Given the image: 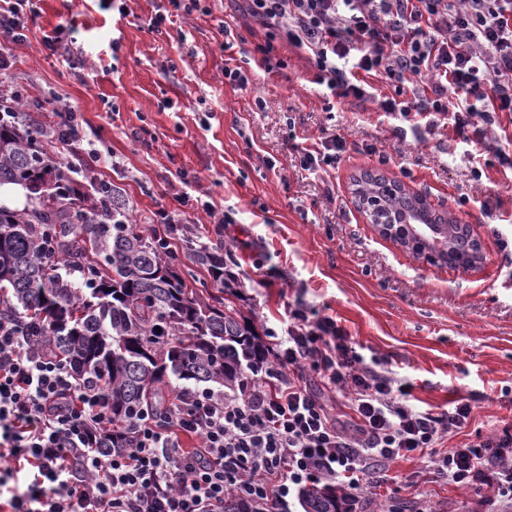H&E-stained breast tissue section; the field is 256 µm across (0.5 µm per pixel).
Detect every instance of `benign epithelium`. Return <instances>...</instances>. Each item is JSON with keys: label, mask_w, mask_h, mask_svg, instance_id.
<instances>
[{"label": "benign epithelium", "mask_w": 512, "mask_h": 512, "mask_svg": "<svg viewBox=\"0 0 512 512\" xmlns=\"http://www.w3.org/2000/svg\"><path fill=\"white\" fill-rule=\"evenodd\" d=\"M355 205L358 211L364 215L367 223L375 225L379 234L392 239L411 251L415 256L432 265L445 264L451 268L471 270L478 266L481 257L458 256L448 253L442 257L431 251L428 246L426 231L407 214L391 209L383 201L370 200L360 194L356 195ZM407 225L412 230L413 236L403 240L402 225Z\"/></svg>", "instance_id": "benign-epithelium-1"}]
</instances>
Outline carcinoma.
<instances>
[{
  "mask_svg": "<svg viewBox=\"0 0 512 512\" xmlns=\"http://www.w3.org/2000/svg\"><path fill=\"white\" fill-rule=\"evenodd\" d=\"M8 185L26 191L27 205L0 204V297L26 318L37 349L104 388L112 427L103 447H126L129 417L159 406L170 377L233 392L245 368L266 363L253 328L220 298L204 297L159 232L120 223L118 192L110 197L99 186L87 195L71 186L40 128L0 124V187ZM423 217L433 247L475 251L467 225L448 224L432 208ZM184 246L216 292L234 286L222 248ZM301 504L303 512H353L330 485L304 488Z\"/></svg>",
  "mask_w": 512,
  "mask_h": 512,
  "instance_id": "cac0c4a2",
  "label": "carcinoma"
}]
</instances>
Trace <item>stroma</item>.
<instances>
[{
	"instance_id": "obj_1",
	"label": "stroma",
	"mask_w": 512,
	"mask_h": 512,
	"mask_svg": "<svg viewBox=\"0 0 512 512\" xmlns=\"http://www.w3.org/2000/svg\"><path fill=\"white\" fill-rule=\"evenodd\" d=\"M163 4L125 0L118 12L98 0H43L0 82L24 85L41 126L50 100L77 107L85 141L111 151L97 176L120 191L133 223L151 225L158 210L178 208L173 188L188 177L181 235L223 245L238 277L224 304L267 346L285 337L289 305L304 304L342 325L370 367L410 384L417 409L470 401L469 425L442 437L437 450L512 428V251L495 234L512 224V170L464 151L451 128L401 124L382 112L377 97L388 87L379 78L373 98L327 109L308 52L285 44L277 47L284 68L252 70L249 89H235L224 82V62L252 50L255 22L235 0H207V12L174 18L160 36L148 22ZM67 12L82 51L74 69L43 45ZM225 22L241 36L229 48ZM139 128L143 137L133 138ZM332 133L346 143L340 163L304 170L298 148ZM366 170L403 180L469 225L483 266L434 267L381 238L351 202L352 178ZM205 202L229 224H211L199 209ZM498 491L491 470L472 489L436 478L431 457L400 459L365 510L407 512L418 497L432 512H488Z\"/></svg>"
}]
</instances>
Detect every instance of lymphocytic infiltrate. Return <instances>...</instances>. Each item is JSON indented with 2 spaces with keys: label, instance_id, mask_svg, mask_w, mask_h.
I'll return each mask as SVG.
<instances>
[{
  "label": "lymphocytic infiltrate",
  "instance_id": "1",
  "mask_svg": "<svg viewBox=\"0 0 512 512\" xmlns=\"http://www.w3.org/2000/svg\"><path fill=\"white\" fill-rule=\"evenodd\" d=\"M39 0H0V70L24 44ZM266 30L252 60L283 67L276 41L311 55L313 84L327 100H365V76L391 93L383 111L448 121L463 144H481L499 113H512V0H244ZM50 131L70 155L65 173L90 179L109 155L84 148L76 108H53ZM274 365L229 394L178 389L163 414L135 411L126 447H101L109 401L68 366L37 350L21 316L0 310V512H224L235 495L254 512H293L309 484H335L362 508L375 475L425 453L472 407L421 411L406 388L368 367L329 317L288 309ZM351 391L350 429L339 428L308 388L306 370ZM198 439L188 450L182 436ZM436 474L465 486L495 470L512 496V431L440 453Z\"/></svg>",
  "mask_w": 512,
  "mask_h": 512
}]
</instances>
